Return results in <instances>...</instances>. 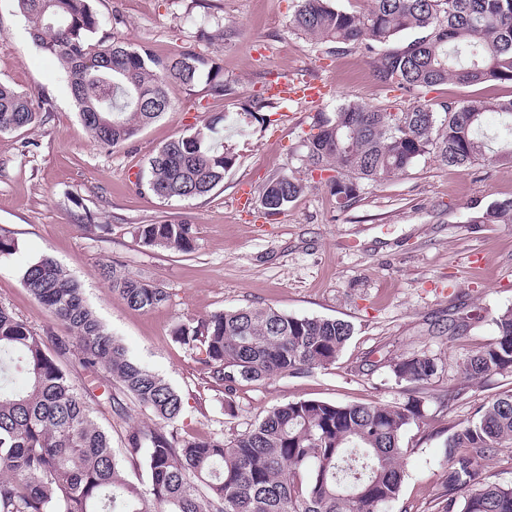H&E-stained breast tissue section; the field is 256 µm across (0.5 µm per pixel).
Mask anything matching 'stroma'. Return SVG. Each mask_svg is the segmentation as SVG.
Wrapping results in <instances>:
<instances>
[{
	"label": "stroma",
	"mask_w": 512,
	"mask_h": 512,
	"mask_svg": "<svg viewBox=\"0 0 512 512\" xmlns=\"http://www.w3.org/2000/svg\"><path fill=\"white\" fill-rule=\"evenodd\" d=\"M299 0H95L105 28L165 57L191 49L221 70L228 94L173 84V112L112 150L98 146L79 119L59 65L29 39L16 0H0V81L52 99L38 127L0 137V235L20 250L0 257V304L41 333L62 334L55 316L22 285L20 268L47 253L78 280L88 306L139 363L183 397L182 436L233 437L273 407L297 400L404 404L423 400L425 417L404 435V481L389 512H431L445 490L444 442L499 393L512 373L462 384L456 400L441 397L461 384L458 364L496 335L495 318L512 308V224H474L476 208L512 199V161L478 162L460 170L435 155L402 176L367 187L347 210L328 188L307 181L280 214L259 208L265 182L281 173L305 179L300 145L316 110L356 102L397 112L416 101L439 104L512 96V85L454 82L412 94L379 81L374 53L337 49L293 33ZM207 38H198L197 23ZM321 82L320 106L268 100L260 118L240 128L238 114L262 95L270 78ZM224 118V144L235 163L207 195L163 200L138 186L148 157L193 124ZM186 221L197 228L192 253L143 246L141 224ZM118 265L159 284L166 305L129 308L101 274ZM245 306L295 316L348 321L354 333L335 364L309 373L243 385L227 414L194 353L177 342L183 321ZM468 326L448 335L449 319ZM426 353L444 373L425 385L397 383L393 360Z\"/></svg>",
	"instance_id": "stroma-1"
}]
</instances>
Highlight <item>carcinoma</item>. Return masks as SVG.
I'll use <instances>...</instances> for the list:
<instances>
[{
	"mask_svg": "<svg viewBox=\"0 0 512 512\" xmlns=\"http://www.w3.org/2000/svg\"><path fill=\"white\" fill-rule=\"evenodd\" d=\"M30 40L63 68L78 115L92 138L111 148L137 137L175 109L168 85L227 91L219 67L192 50L158 57L145 47L102 33L93 0H16ZM292 28L312 39L373 50L377 78L409 93L455 81L512 84V0H371L361 13L331 0H300ZM403 32L415 38L395 45ZM51 101L31 99L0 82V137L35 127ZM488 112L509 120L512 98L418 104L386 112L343 102L317 114L302 142L309 179L325 171L337 207H350L365 187L404 174L433 153L449 167L492 160L482 132ZM224 117L215 116L156 149L146 185L171 200L207 195L224 182L234 156L224 151ZM302 180L286 173L260 192L275 215L300 196ZM476 222L512 224V200L473 213ZM139 241L183 254L195 250L186 222L138 226ZM104 275L132 309L149 312L169 294L117 269ZM21 282L61 323L65 334L43 336L0 305V512H385L399 497L403 437L424 418L422 400L403 406L298 400L276 406L235 437L182 439L171 428L182 396L129 357L88 307L81 284L49 254L21 269ZM495 338L470 354L466 381L512 373V308L495 319ZM354 332L341 319L295 317L274 308L241 307L190 320L174 332L195 352L225 411L234 414L242 384L333 365ZM73 357L88 375L100 371L156 419L125 437V458L95 413L125 415L108 392L78 389L63 366ZM437 358L415 355L391 363L399 383L425 384L441 372ZM512 444V391L448 435L445 491L435 512H512V484L490 481L480 463ZM137 464L130 478L124 459Z\"/></svg>",
	"mask_w": 512,
	"mask_h": 512,
	"instance_id": "1",
	"label": "carcinoma"
}]
</instances>
